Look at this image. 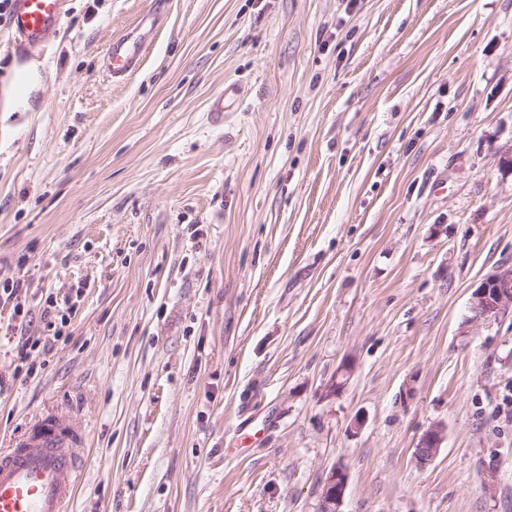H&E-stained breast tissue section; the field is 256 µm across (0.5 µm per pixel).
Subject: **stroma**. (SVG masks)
Returning <instances> with one entry per match:
<instances>
[{
	"label": "stroma",
	"instance_id": "stroma-1",
	"mask_svg": "<svg viewBox=\"0 0 512 512\" xmlns=\"http://www.w3.org/2000/svg\"><path fill=\"white\" fill-rule=\"evenodd\" d=\"M153 2L66 0L30 60L0 14V450L76 412L71 512H319L337 466L342 512H512V317L470 312L512 266V0H163L111 81ZM141 40V36H126L109 45L105 67L111 78L124 76L136 67ZM445 440V430L442 426H432L426 430L415 448V459L419 465L430 462L437 454ZM347 486L346 471L342 467H334L326 476L321 490V512H342L340 507L343 504Z\"/></svg>",
	"mask_w": 512,
	"mask_h": 512
}]
</instances>
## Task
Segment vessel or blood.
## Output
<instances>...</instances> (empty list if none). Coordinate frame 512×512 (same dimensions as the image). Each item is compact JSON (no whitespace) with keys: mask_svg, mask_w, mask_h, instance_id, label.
<instances>
[{"mask_svg":"<svg viewBox=\"0 0 512 512\" xmlns=\"http://www.w3.org/2000/svg\"><path fill=\"white\" fill-rule=\"evenodd\" d=\"M66 0H11L10 31L19 57L41 51L58 34ZM140 37L113 41L106 51L110 77L137 65ZM84 426L73 414L43 416L15 447L0 452V512H67L77 485Z\"/></svg>","mask_w":512,"mask_h":512,"instance_id":"vessel-or-blood-1","label":"vessel or blood"}]
</instances>
